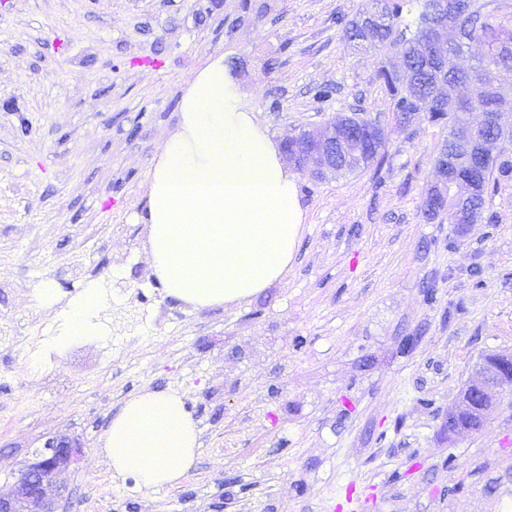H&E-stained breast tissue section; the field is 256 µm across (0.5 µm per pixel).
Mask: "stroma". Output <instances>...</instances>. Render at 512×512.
Listing matches in <instances>:
<instances>
[{"instance_id":"35a3bbf8","label":"stroma","mask_w":512,"mask_h":512,"mask_svg":"<svg viewBox=\"0 0 512 512\" xmlns=\"http://www.w3.org/2000/svg\"><path fill=\"white\" fill-rule=\"evenodd\" d=\"M362 0H0V486L55 434L86 454L64 512H498L512 499V392L476 434L446 414L480 360L512 351V183L463 237L420 206L447 126L389 123L381 168L300 174L285 283L193 309L150 274L136 216L191 74L220 53L277 140L388 110L337 17ZM328 86L331 98L316 92ZM480 271L475 287L471 271ZM61 296L98 280L107 333L46 353ZM181 396L197 461L151 494L98 440L143 389ZM367 488L346 501L349 482Z\"/></svg>"}]
</instances>
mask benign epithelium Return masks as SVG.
Returning a JSON list of instances; mask_svg holds the SVG:
<instances>
[{
	"mask_svg": "<svg viewBox=\"0 0 512 512\" xmlns=\"http://www.w3.org/2000/svg\"><path fill=\"white\" fill-rule=\"evenodd\" d=\"M466 9L464 0H451L448 15L433 29L429 46L436 48L459 41L454 16ZM382 135L381 128L367 125L358 132L336 133V117L324 124L303 130L284 142V156L288 165L323 180L336 175V153L347 157L358 155L355 141H373ZM501 140L488 136L478 142V149L470 162V172L448 181L438 172L428 201L443 198H466L473 193L479 163L495 156ZM512 388V353L494 354L478 365L477 378L472 380L448 408V436H459L481 431L498 406L504 388ZM85 447L75 436L58 434L49 438L43 449L23 464L15 481L0 486V512H59V499L64 483L62 476L84 456Z\"/></svg>",
	"mask_w": 512,
	"mask_h": 512,
	"instance_id": "1",
	"label": "benign epithelium"
}]
</instances>
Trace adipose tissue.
Segmentation results:
<instances>
[{
  "mask_svg": "<svg viewBox=\"0 0 512 512\" xmlns=\"http://www.w3.org/2000/svg\"><path fill=\"white\" fill-rule=\"evenodd\" d=\"M137 220L147 227L153 274L176 301L224 306L285 281L305 220L298 178L280 141L246 106L223 54L211 55L183 87ZM33 299L60 322L50 348L99 335L97 317L107 302L99 281L83 282L63 300L46 280ZM100 446L113 473L155 491L193 468L199 431L182 397L147 389L124 402Z\"/></svg>",
  "mask_w": 512,
  "mask_h": 512,
  "instance_id": "obj_1",
  "label": "adipose tissue"
}]
</instances>
